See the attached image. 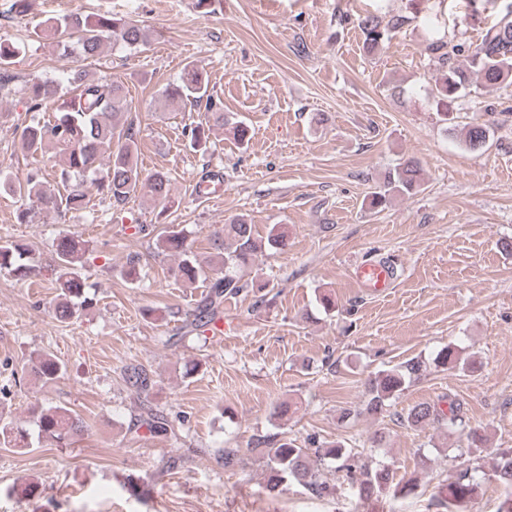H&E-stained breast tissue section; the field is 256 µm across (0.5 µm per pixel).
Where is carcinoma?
<instances>
[{"instance_id":"obj_1","label":"carcinoma","mask_w":512,"mask_h":512,"mask_svg":"<svg viewBox=\"0 0 512 512\" xmlns=\"http://www.w3.org/2000/svg\"><path fill=\"white\" fill-rule=\"evenodd\" d=\"M412 20L409 15L368 14L360 18L358 28L363 37V50L368 54L380 51L394 33ZM36 35L67 54L73 51L86 59L103 56L110 44L138 50L149 41L148 30L141 22L116 19L107 14L49 17L41 22ZM424 51L440 72L430 89V97L436 111L445 117L448 116V103L465 96L475 83L485 88L512 85V2L507 4L506 13L499 21L484 29L477 42L467 43L455 33L450 35L437 29L426 40ZM17 52V46L0 40V90L12 80L9 65ZM461 57L464 58L462 62L459 61ZM73 82L77 86L70 91L49 79L35 77L28 83V111L45 112L50 106L54 111L51 117L43 121L37 119L23 128L22 148L31 156L52 158L60 155L63 166L57 174V187L53 189L47 188L42 169L37 167L24 181L12 185L13 193L29 201L20 210L18 220L29 221L36 207L64 214L83 210L90 201L92 189L119 207L145 185L153 202L167 207L170 203L167 173L156 171L142 178L138 164L142 130L131 117V101L125 85L116 80L88 79L80 72L73 75ZM165 98L185 107L204 108V121L183 128L189 146L196 152L207 150L210 125L223 127L228 124L222 102L211 93L207 71L196 63L185 66L179 83L167 88ZM489 140L488 125L472 123L465 127L464 142L470 150L483 149ZM423 183V169L418 162L408 159L385 174L371 193L370 205L384 208L395 196L420 192ZM268 246L286 247L287 233L281 231L263 240L255 235L253 225L242 216L224 225L223 231L213 239V249L219 252L224 262V275L210 280L208 290L197 305L198 314L189 323V332L214 325L224 298L254 287L265 288L263 284L244 278L242 271ZM157 247L178 258L173 269L176 279L188 286L197 282L201 268L197 256L188 246L184 228L170 225L157 240ZM88 248L87 241L75 237L63 236L57 241L55 282L58 295L54 316L60 322L70 321L93 305L82 273V259ZM36 268L28 248L8 240L0 242L1 273L21 280L36 272ZM459 361L458 348L449 344L430 362L412 357L392 369L379 372L369 380L364 410L372 415L383 413L392 400L431 366L454 368ZM65 372V365L52 354L38 355L34 375L42 383H52ZM126 379L138 390L151 386L150 375L141 367L130 368ZM33 415L38 437L50 438L60 446L70 444L84 428L82 419L66 406L36 409ZM404 420L417 428L437 423L463 430L461 405L449 396L409 408ZM141 424L152 434L168 433V423L156 414H148ZM254 446L265 460L266 487L272 491L282 492L295 485L319 497L324 495L328 485L320 480L318 464L346 472L354 495L360 500L386 491L392 492L396 499H404L417 487L413 477L393 482L389 467L361 460L354 449L338 440L322 441L312 448H305L287 434L276 433L258 436ZM0 447L31 448L33 441L27 432L10 423H1ZM489 455L496 459L494 468L487 472L467 470L444 485V512H469V506L480 497L482 486L488 479L498 481L503 488L497 512H512V458L496 449L490 450Z\"/></svg>"}]
</instances>
